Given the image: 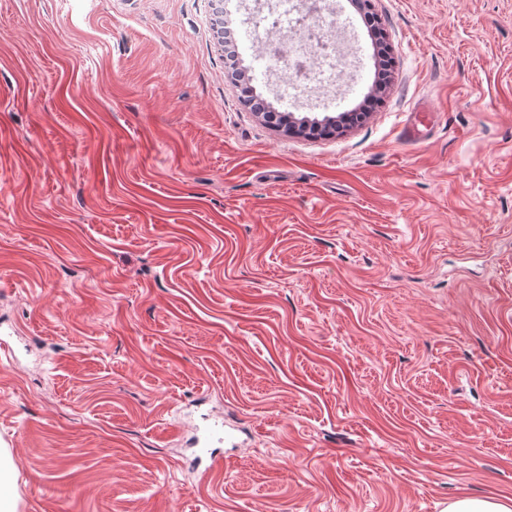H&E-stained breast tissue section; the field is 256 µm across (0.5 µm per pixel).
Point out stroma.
Instances as JSON below:
<instances>
[{"label":"stroma","mask_w":512,"mask_h":512,"mask_svg":"<svg viewBox=\"0 0 512 512\" xmlns=\"http://www.w3.org/2000/svg\"><path fill=\"white\" fill-rule=\"evenodd\" d=\"M355 45L346 112L374 80ZM365 123L244 108L209 0H0V448L17 512L512 498V0H371ZM427 102L432 127L401 132ZM218 457L210 466V457ZM283 120L280 129H288L289 135L304 136L308 133L310 128H314L318 132L315 133L314 129H311L310 133L313 134L315 138L332 134L330 131L321 130L324 127L336 132L351 126L350 115L347 112L337 113V115L330 113L289 112L284 113Z\"/></svg>","instance_id":"1"}]
</instances>
